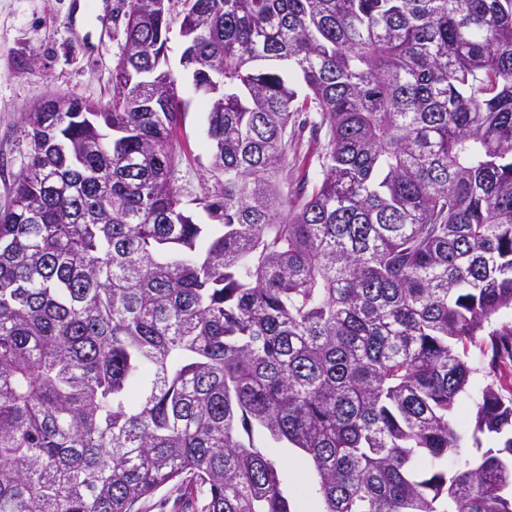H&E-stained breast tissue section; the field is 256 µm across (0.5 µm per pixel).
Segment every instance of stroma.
<instances>
[{
	"mask_svg": "<svg viewBox=\"0 0 512 512\" xmlns=\"http://www.w3.org/2000/svg\"><path fill=\"white\" fill-rule=\"evenodd\" d=\"M0 0V210L30 154L26 112L51 94L94 103L112 98L125 44L128 0ZM174 180L186 198L213 188L200 96L184 87Z\"/></svg>",
	"mask_w": 512,
	"mask_h": 512,
	"instance_id": "stroma-1",
	"label": "stroma"
}]
</instances>
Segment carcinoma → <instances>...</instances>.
<instances>
[{
  "label": "carcinoma",
  "mask_w": 512,
  "mask_h": 512,
  "mask_svg": "<svg viewBox=\"0 0 512 512\" xmlns=\"http://www.w3.org/2000/svg\"><path fill=\"white\" fill-rule=\"evenodd\" d=\"M70 104L0 212V512H512V436L448 471L468 345L512 362V0H129L112 101ZM186 101L176 134L174 180L184 193L183 200L201 196L215 185L210 172L205 129L206 112L200 96L190 86L182 93ZM309 131L303 133L293 152L288 153V188L283 182L284 194H290L302 180L312 182L317 175L316 148L310 141Z\"/></svg>",
  "instance_id": "1"
}]
</instances>
